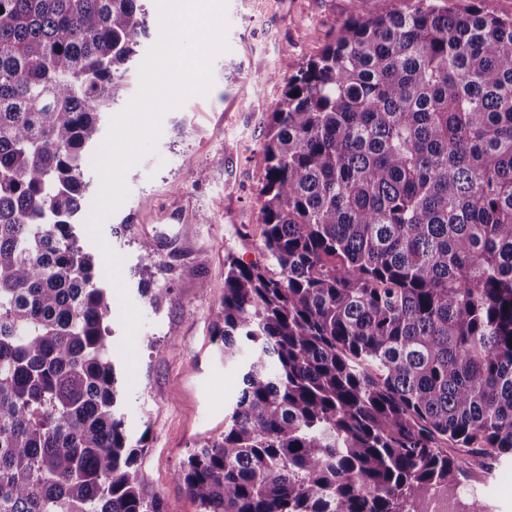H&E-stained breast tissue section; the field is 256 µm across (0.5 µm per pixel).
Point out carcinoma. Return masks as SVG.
Returning a JSON list of instances; mask_svg holds the SVG:
<instances>
[{
	"instance_id": "cac0c4a2",
	"label": "carcinoma",
	"mask_w": 512,
	"mask_h": 512,
	"mask_svg": "<svg viewBox=\"0 0 512 512\" xmlns=\"http://www.w3.org/2000/svg\"><path fill=\"white\" fill-rule=\"evenodd\" d=\"M149 37L148 0H0V512H162L74 233ZM263 155L265 263L227 256L214 333L242 387L176 479L200 512H425L512 455V18L357 7ZM150 18H151V31L149 39L145 40L143 43L139 54L136 56L133 67L129 70L128 76L126 78V82L123 85V89L120 90L118 94L117 101L114 105L110 106L107 109L106 113L103 114L102 117V140L105 137L108 128L109 122L112 115L120 111L128 102V100L137 92L140 86V78H139V66L142 60L145 57V54L148 48L156 41L158 37V12L157 7L155 5V0L150 1ZM156 19H157V27H156Z\"/></svg>"
}]
</instances>
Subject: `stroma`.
Here are the masks:
<instances>
[{
    "mask_svg": "<svg viewBox=\"0 0 512 512\" xmlns=\"http://www.w3.org/2000/svg\"><path fill=\"white\" fill-rule=\"evenodd\" d=\"M355 0H227L226 51L212 63L213 85L167 110L153 153L126 174L129 197L102 234L124 259L122 273L144 324L135 375L119 367L136 467L162 512H197L174 474L193 448L224 430L241 376L225 363L214 331L224 296V259H262V143L284 82L282 61L316 58L354 13ZM151 240L154 254L143 252ZM208 292H201V284ZM494 506L512 512V457L475 474Z\"/></svg>",
    "mask_w": 512,
    "mask_h": 512,
    "instance_id": "1",
    "label": "stroma"
}]
</instances>
